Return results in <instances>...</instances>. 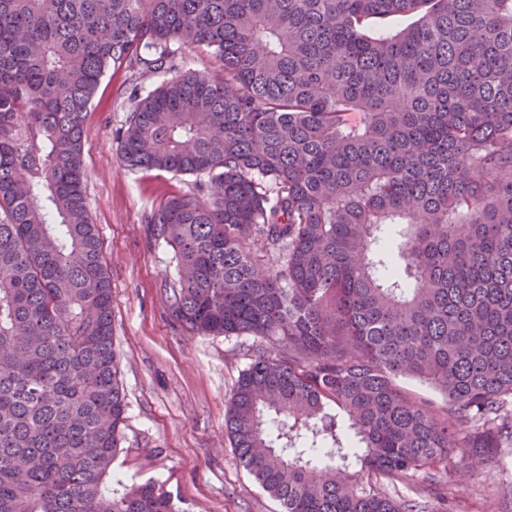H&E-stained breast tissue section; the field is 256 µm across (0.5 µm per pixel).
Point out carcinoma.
<instances>
[{"instance_id":"1","label":"carcinoma","mask_w":512,"mask_h":512,"mask_svg":"<svg viewBox=\"0 0 512 512\" xmlns=\"http://www.w3.org/2000/svg\"><path fill=\"white\" fill-rule=\"evenodd\" d=\"M110 69L174 73L132 87L117 151L197 178L145 232L183 330L259 339L224 421L283 512H424L364 474L512 446V0H0V512H176L107 483L126 404L82 147ZM396 383L416 400H427L431 402L441 417H445L448 411V419H450V406L447 399L440 392L419 380L409 377H399L396 379Z\"/></svg>"}]
</instances>
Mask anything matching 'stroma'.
Segmentation results:
<instances>
[{
  "mask_svg": "<svg viewBox=\"0 0 512 512\" xmlns=\"http://www.w3.org/2000/svg\"><path fill=\"white\" fill-rule=\"evenodd\" d=\"M129 72L110 71L92 99L83 145L86 201L112 285V331L120 357L127 426L113 470L123 485L153 481L177 512H282L239 464L225 429L228 399L249 362V336H193L166 307L171 254L144 226L192 176L125 169L115 132L133 103ZM374 488L429 512H512V447L493 458H448L412 477L380 474Z\"/></svg>",
  "mask_w": 512,
  "mask_h": 512,
  "instance_id": "1",
  "label": "stroma"
}]
</instances>
